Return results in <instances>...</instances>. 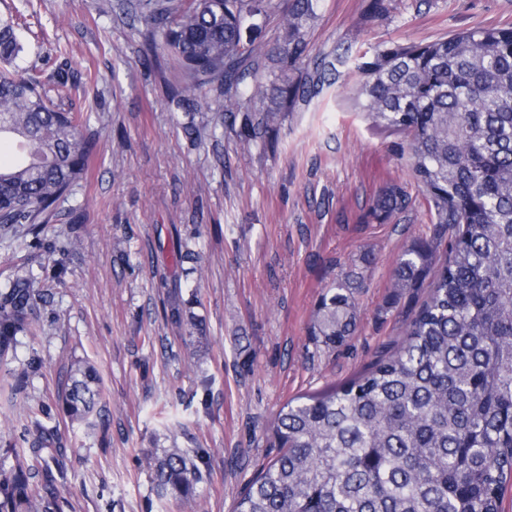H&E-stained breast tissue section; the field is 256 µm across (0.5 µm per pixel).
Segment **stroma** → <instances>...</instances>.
<instances>
[{"label": "stroma", "instance_id": "35a3bbf8", "mask_svg": "<svg viewBox=\"0 0 512 512\" xmlns=\"http://www.w3.org/2000/svg\"><path fill=\"white\" fill-rule=\"evenodd\" d=\"M20 67L50 76L61 64L95 73L87 113L99 144L84 180L43 232L53 250L0 238V285L29 255L54 302L43 332L0 364V379L37 362L18 397L43 404L58 439L64 512H184L153 489L149 450L191 449L200 471L194 512H234L276 456L265 429L288 400L359 376L401 338L428 285L393 293L398 256L445 237L416 183L402 135L371 127L353 84H335L281 113L265 141L243 144L225 128L221 151L186 137L169 91L178 64L147 53L151 25L136 0H32ZM512 26V0H319L306 61L428 42L473 27ZM65 58L47 57V45ZM389 184L410 203L384 223L364 214ZM77 239V251L67 250ZM201 256L191 273L173 255ZM362 271L357 330L328 352L310 336L325 288ZM197 297L206 333L165 316L175 296ZM92 361L103 380L101 425L71 422L57 403L72 363Z\"/></svg>", "mask_w": 512, "mask_h": 512}]
</instances>
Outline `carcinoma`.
<instances>
[{
  "label": "carcinoma",
  "mask_w": 512,
  "mask_h": 512,
  "mask_svg": "<svg viewBox=\"0 0 512 512\" xmlns=\"http://www.w3.org/2000/svg\"><path fill=\"white\" fill-rule=\"evenodd\" d=\"M318 0H291L280 38L279 73L262 89L259 42L276 0H137L159 35L153 55L180 64L193 142L220 144L221 102L245 108V141L266 137L279 112L336 83L350 48L328 54L311 71L288 69L307 51L306 28ZM30 0L0 15V141L12 143L0 164V236L20 229L41 244L43 226L86 175L97 146L82 109L83 81L62 70L45 87L19 70L20 30ZM356 104L372 126L405 138L432 221L448 228V259L438 240L406 247L394 287L429 294L406 323L402 340L350 382L287 402L266 429L278 455L252 481L235 512H501L512 477V27H475L427 43L396 44L357 65ZM201 122H195V117ZM390 186L366 218L383 222L402 209ZM351 271L319 300L310 335L334 350L357 328ZM53 302L33 269L15 267L0 287V361L20 338L39 334L38 314ZM169 318L203 323L175 302ZM27 371L0 381L14 406ZM58 400L72 421L101 415L103 386L87 361L71 365ZM41 404L25 406L19 439L0 441V512H62L56 441L41 422ZM158 494L181 504L195 496L199 469L185 448L147 456ZM42 477L36 485V476Z\"/></svg>",
  "instance_id": "cac0c4a2"
}]
</instances>
